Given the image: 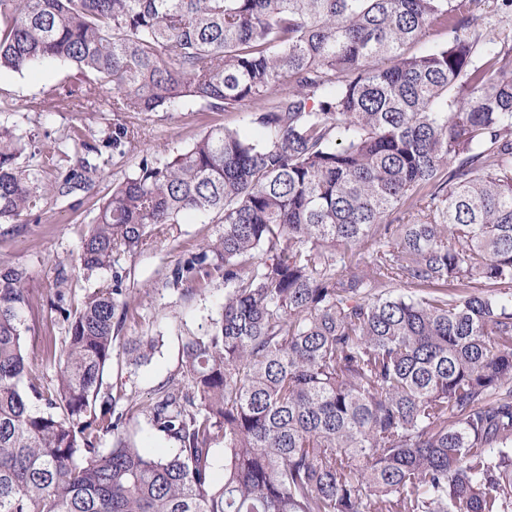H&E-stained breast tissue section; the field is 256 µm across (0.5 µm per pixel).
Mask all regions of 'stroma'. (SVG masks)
I'll use <instances>...</instances> for the list:
<instances>
[{"instance_id": "stroma-1", "label": "stroma", "mask_w": 512, "mask_h": 512, "mask_svg": "<svg viewBox=\"0 0 512 512\" xmlns=\"http://www.w3.org/2000/svg\"><path fill=\"white\" fill-rule=\"evenodd\" d=\"M76 80L74 67L53 60L21 73L0 71V120L30 133L37 146L53 145L76 126L93 146L85 158L94 164L98 161L94 148L111 135L113 125L127 123L139 131L132 145L110 154L104 176L94 190L78 189L68 198L48 199L38 214L0 224V264H20L29 273L27 286L32 292L33 311L26 346L40 376L48 380L53 378L55 368L46 362L44 350L48 344L62 342L67 329L62 315L50 308L58 273L68 277L66 302L71 307L111 280L107 272L84 276L73 270L82 239L97 213L99 198L113 184L129 177L141 159H163L177 154L210 127L236 130L253 139L261 136L243 107L205 112L200 103L186 100L164 112L113 114L71 112L44 100V90L54 85H71ZM220 229L217 215L196 214L169 225L141 252L119 258L116 272L123 277L126 303L116 311L117 342L122 345L149 336L158 339L159 345L151 360L138 367L113 359L104 376L113 391L149 405L156 401L168 378L179 373L183 341L188 335L203 332L210 317L215 316L224 297V280L213 277L200 294L189 285H173L172 271L189 250Z\"/></svg>"}]
</instances>
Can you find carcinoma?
<instances>
[{
  "label": "carcinoma",
  "instance_id": "carcinoma-1",
  "mask_svg": "<svg viewBox=\"0 0 512 512\" xmlns=\"http://www.w3.org/2000/svg\"><path fill=\"white\" fill-rule=\"evenodd\" d=\"M475 2L0 0V70L60 60L84 77L51 101L248 104L262 130L141 160L78 255L108 272L164 225L220 215L172 271L227 288L151 408L173 454L131 440L140 408L103 389L121 275L73 312L56 290L68 328L44 383L27 269L0 265V512H512V46L488 38L475 61ZM432 26L447 44L411 52ZM137 135L118 123L106 146ZM69 148L99 152L77 127L54 144ZM34 157L0 121L1 224L102 172L82 159L46 183Z\"/></svg>",
  "mask_w": 512,
  "mask_h": 512
}]
</instances>
